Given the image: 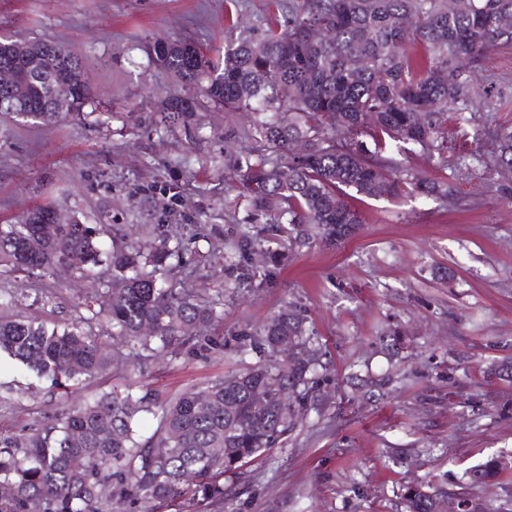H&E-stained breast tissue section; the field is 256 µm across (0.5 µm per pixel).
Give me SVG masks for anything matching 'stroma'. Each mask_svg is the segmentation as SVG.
Returning a JSON list of instances; mask_svg holds the SVG:
<instances>
[{
  "label": "stroma",
  "instance_id": "obj_1",
  "mask_svg": "<svg viewBox=\"0 0 512 512\" xmlns=\"http://www.w3.org/2000/svg\"><path fill=\"white\" fill-rule=\"evenodd\" d=\"M288 0H0V38L63 44L91 85L90 113L50 124L0 117V224L55 204L62 222L93 224L100 238L163 225L175 254L167 282L219 300L212 336L225 347L162 357L139 372L109 368L79 395L130 384L168 398L254 366L234 350L292 309L320 350L319 401L300 410L282 442L225 480L220 502L185 500L166 512H407L409 487L449 490L488 458L512 455V183L482 164L468 176L421 156L414 172L450 187L448 207L423 196L354 200L351 238L312 237L299 249L257 235L240 200L234 160L254 145L243 112L205 106L194 136L160 121L165 102L193 90L149 65L158 40H186L224 56L230 22L262 32ZM495 80L485 120L512 125V49L482 63ZM255 234L252 279L238 284L233 245ZM23 290L19 308L48 324L87 316L97 289L69 268L42 280L0 275V292ZM60 391L0 360V433L22 436L50 422Z\"/></svg>",
  "mask_w": 512,
  "mask_h": 512
}]
</instances>
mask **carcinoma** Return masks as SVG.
<instances>
[{
  "mask_svg": "<svg viewBox=\"0 0 512 512\" xmlns=\"http://www.w3.org/2000/svg\"><path fill=\"white\" fill-rule=\"evenodd\" d=\"M457 3L450 9L448 0H297L288 3V12L269 17L262 34L229 37L221 65L194 45L157 42L147 48L148 57L200 90L196 97L168 100L162 121L169 128L186 126L205 102L253 114L256 146L239 167L242 198L256 212L288 215L291 246L305 244L312 230L342 241L361 223L346 199L350 189L374 199L451 196L396 158L393 143L441 157L451 142L459 157L477 156L470 146L479 132L471 121L489 89L476 74L489 53L512 47V0ZM312 25L323 30L319 42L304 34ZM4 64L14 65L21 80L0 85L1 116L46 124L91 101L80 58L62 44L0 39ZM61 71L70 73L72 84L63 103L52 90ZM487 135L488 163L511 178L512 127L496 125ZM298 139L306 142L301 154L293 152ZM55 214L43 205L15 224H1L0 269L49 278L71 254H80L75 269L106 297L89 320L105 323L142 370L161 354L224 348L199 334L221 319L217 303L157 276L170 250L155 229L135 244L105 250L97 228L76 220L59 224ZM46 233L42 249L26 248L29 238ZM14 306L15 295H0V354L37 379L67 393L109 368L101 337L79 325L51 327L12 314ZM283 342L307 358L272 364ZM236 351L256 356L255 367L203 389L161 401L149 391L114 387L72 402L23 436L0 434V483L12 489L0 497V512H158L161 504L187 495L223 500L224 476L275 447L292 429L296 409L317 399L318 349L301 314H278ZM262 388L267 407L254 411L251 396ZM146 416L156 422L149 434L140 428ZM160 443L163 455L154 451ZM505 470L495 457L473 467L468 479L482 483ZM406 503L408 512H448V490L411 487Z\"/></svg>",
  "mask_w": 512,
  "mask_h": 512,
  "instance_id": "obj_1",
  "label": "carcinoma"
}]
</instances>
